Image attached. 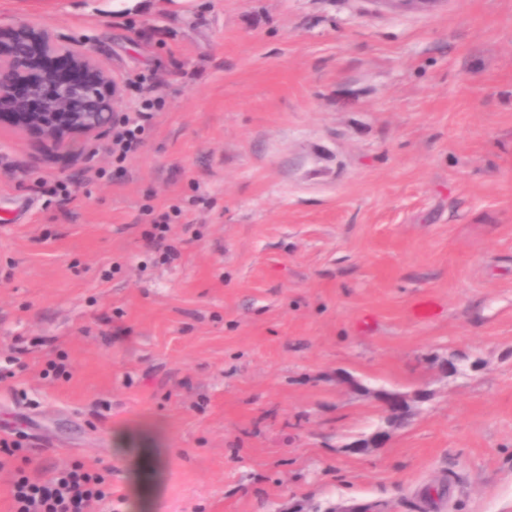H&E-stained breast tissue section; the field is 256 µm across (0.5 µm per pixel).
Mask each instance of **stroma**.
Listing matches in <instances>:
<instances>
[{
	"mask_svg": "<svg viewBox=\"0 0 512 512\" xmlns=\"http://www.w3.org/2000/svg\"><path fill=\"white\" fill-rule=\"evenodd\" d=\"M146 2L0 0L162 102L119 166L0 124L17 465L115 512H512V0ZM379 387L430 397L355 451Z\"/></svg>",
	"mask_w": 512,
	"mask_h": 512,
	"instance_id": "stroma-1",
	"label": "stroma"
}]
</instances>
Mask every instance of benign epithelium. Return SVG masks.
Masks as SVG:
<instances>
[{
    "instance_id": "7a95c632",
    "label": "benign epithelium",
    "mask_w": 512,
    "mask_h": 512,
    "mask_svg": "<svg viewBox=\"0 0 512 512\" xmlns=\"http://www.w3.org/2000/svg\"><path fill=\"white\" fill-rule=\"evenodd\" d=\"M123 87L99 61L91 42L65 40L29 23L0 25V121L34 133L52 146L74 152L112 126ZM384 426L352 447L379 448L390 432L407 423V398L375 392Z\"/></svg>"
}]
</instances>
